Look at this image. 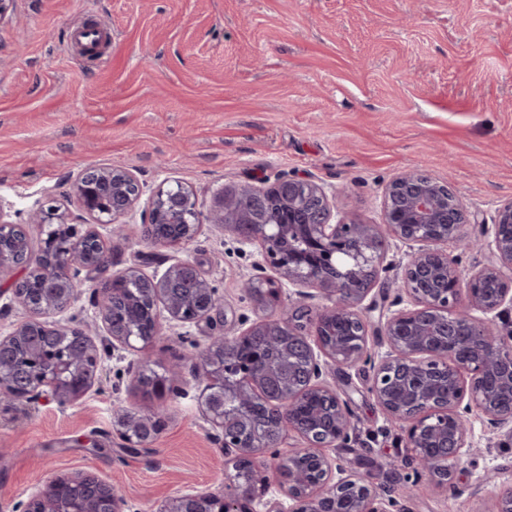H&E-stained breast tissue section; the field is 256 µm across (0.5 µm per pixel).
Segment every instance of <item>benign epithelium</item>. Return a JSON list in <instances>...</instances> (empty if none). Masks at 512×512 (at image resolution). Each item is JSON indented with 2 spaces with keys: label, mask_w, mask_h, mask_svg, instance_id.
<instances>
[{
  "label": "benign epithelium",
  "mask_w": 512,
  "mask_h": 512,
  "mask_svg": "<svg viewBox=\"0 0 512 512\" xmlns=\"http://www.w3.org/2000/svg\"><path fill=\"white\" fill-rule=\"evenodd\" d=\"M144 185L126 169L92 167L71 184L72 212L51 199L35 210L30 222L43 227L45 238L35 250L24 226L4 219L0 204V271L21 267V288L31 274L67 284L62 307L71 305L79 291L71 271L104 268L108 250L97 229L120 224L131 215ZM383 222L364 224L336 211V199L310 180L281 176L260 187L229 188L209 215L199 209L193 191L180 182L165 180L149 196V220L183 216L184 232L175 242L158 245L184 248L196 236L200 223L224 225V230L257 244L275 275L248 279L244 292L266 315L238 332L221 338L224 351L212 346L201 353L197 374L206 380L202 403L209 422L222 432L226 464L224 494L197 493L172 498L160 512H390L391 500L371 477L347 472L326 449L349 445L350 401L327 381L334 370L361 363L372 365L370 393L386 421L403 430L405 447L429 479L453 486L452 468L471 454L473 442L467 415L479 410L490 427L512 441V200L499 205L493 217L492 239L481 242L464 227L479 223L456 190L421 171L410 170L390 181L382 195ZM305 236L310 248L290 245L292 236ZM420 244L403 268L401 291L410 307L383 313L369 299L387 257L389 240ZM453 242L468 249L487 248L489 260L469 273L442 245ZM148 286L167 315L194 322L221 307L216 289L197 264L182 261L160 278L131 268L121 275ZM295 287L288 303L281 300L283 284ZM320 297L326 304L312 307ZM103 328L114 348H135L139 337L118 328L110 306L99 305ZM38 319L22 322L0 337V355L15 340L31 334ZM374 334L384 354L372 359L369 335ZM275 337L288 339V375L283 364L257 359L251 365L236 360L247 343L261 348ZM100 366L97 348L84 358L73 381L68 363L56 377L15 385L12 374L0 369V395L34 404H58L87 394ZM124 411L114 426L126 445L137 448L155 426L129 430ZM304 441L285 457L271 452L285 434ZM275 472H292L270 491L266 455ZM84 474H64L38 489L22 512H42L49 498L59 502L57 512H77L60 496L63 486L76 487Z\"/></svg>",
  "instance_id": "7a95c632"
}]
</instances>
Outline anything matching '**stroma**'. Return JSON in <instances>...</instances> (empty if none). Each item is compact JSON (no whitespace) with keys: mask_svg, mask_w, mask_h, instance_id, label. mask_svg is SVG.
Here are the masks:
<instances>
[{"mask_svg":"<svg viewBox=\"0 0 512 512\" xmlns=\"http://www.w3.org/2000/svg\"><path fill=\"white\" fill-rule=\"evenodd\" d=\"M106 31L88 54L85 25ZM132 170L145 188L189 186L202 212L224 188L297 176L336 195L365 224L382 221L383 187L418 169L449 182L488 233L512 201V0H15L0 24V208L26 225L62 199L86 168ZM140 204L109 248L108 275L134 267L161 276L198 263L222 300L210 317L162 318L141 350L102 339L98 293L51 314L97 340L101 377L80 401L0 400V512H17L61 474L112 483L124 512H160L185 493H223L222 434L206 421L196 365L211 339L260 318L243 281L273 270L256 244L202 223L181 249L151 244ZM412 246L392 241L373 291L378 310L403 308L400 275ZM166 376L143 398L141 372ZM362 365L329 375L351 401L357 440L337 452L348 471L390 488L391 512H490L512 486V443L479 411L468 416L475 456L458 470L462 495L436 487L389 427ZM162 411L146 446L128 451L117 412Z\"/></svg>","mask_w":512,"mask_h":512,"instance_id":"obj_1","label":"stroma"}]
</instances>
